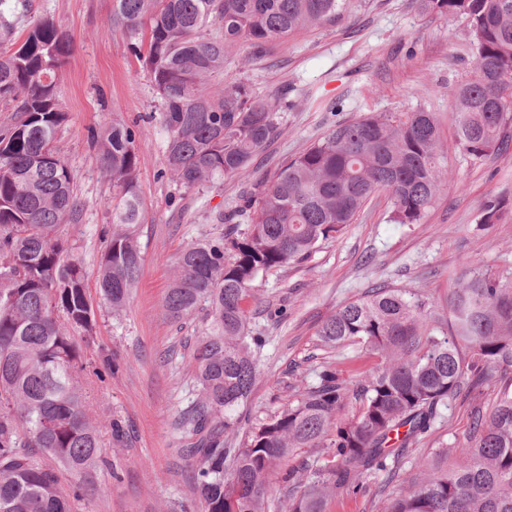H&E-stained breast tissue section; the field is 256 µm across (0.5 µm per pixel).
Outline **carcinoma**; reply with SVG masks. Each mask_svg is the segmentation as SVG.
<instances>
[{"mask_svg": "<svg viewBox=\"0 0 512 512\" xmlns=\"http://www.w3.org/2000/svg\"><path fill=\"white\" fill-rule=\"evenodd\" d=\"M340 0H112V26L133 40L161 101L168 134L163 174L179 190L245 180L256 153L279 135L277 104L247 83L224 82L240 43L261 55L270 42L336 18ZM467 19L475 74L453 92L457 141L482 158L507 148L512 124V0H423ZM29 0L0 13V103L15 112L0 128V512H73L97 491L100 436L82 376L112 374L88 355L96 315L83 261L62 237L83 208L75 175L57 151L67 121L60 72L72 41L53 18L26 25ZM137 124L89 133L100 171L117 190L98 268L99 301L122 310L138 283L143 223L137 188ZM440 131L433 113L381 112L336 123L288 160L239 211L245 228L192 242L179 253L164 298L174 319L206 310L193 359L201 398L186 413L185 447L196 462L204 512H270L268 481L303 448H324L288 469L282 512H326L360 478L395 476L440 407L474 404L464 445L433 449L384 512H512V390L483 409L494 372L512 373V280L465 264L448 311L404 288L376 286L326 319L321 341L357 345L380 358L352 386L328 367L295 390L244 440L239 408L251 399L263 337L248 326L246 300L264 272L302 263L336 240L377 191L389 192L397 224H417L441 190ZM506 210L487 199L479 225ZM355 404V414H345ZM74 478L70 491L61 478Z\"/></svg>", "mask_w": 512, "mask_h": 512, "instance_id": "carcinoma-1", "label": "carcinoma"}]
</instances>
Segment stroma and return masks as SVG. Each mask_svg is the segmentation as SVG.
<instances>
[{"mask_svg": "<svg viewBox=\"0 0 512 512\" xmlns=\"http://www.w3.org/2000/svg\"><path fill=\"white\" fill-rule=\"evenodd\" d=\"M30 18L53 16L73 50L63 70L62 105L68 120L57 146L72 167L83 221L63 229L82 258L88 286H95L110 225L114 190L88 145L91 129L140 120L138 187L145 204L139 231L144 265L138 285L119 313L96 306L95 360L112 356L113 375H86L83 384L96 409L105 464L97 480L104 492L77 502L78 512H202L190 480L192 463L180 457L181 415L200 396L194 380L193 342L204 328L202 313L173 321L164 308L175 260L183 247L219 229L215 216L238 208L246 184H263L281 163L321 140L331 121L370 113L436 115L448 158L445 185L420 223L397 224L391 202L378 192L337 241L308 261L260 275L247 303L250 326L265 344L258 378L241 427L249 429L282 406L291 387L316 384L325 363L343 369L349 382L363 379L378 359L357 347L337 351L318 336L338 308L375 285L408 288L444 303L466 262L492 273H512V213L480 226L483 202L512 199V149L481 159L457 145L451 118L453 88L474 74L467 22L431 13L421 0H346L334 22L271 44L254 59L238 45L224 69L277 99L281 133L259 151L248 181L224 180L189 192L176 191L160 172L167 132L148 76L128 40L111 23L112 0H30ZM125 430L112 436V421ZM472 423L471 404L443 407L433 430L410 448L411 464L426 460L439 443L463 444ZM358 495L337 493L326 512H382L386 495L402 478L373 474Z\"/></svg>", "mask_w": 512, "mask_h": 512, "instance_id": "1", "label": "stroma"}]
</instances>
